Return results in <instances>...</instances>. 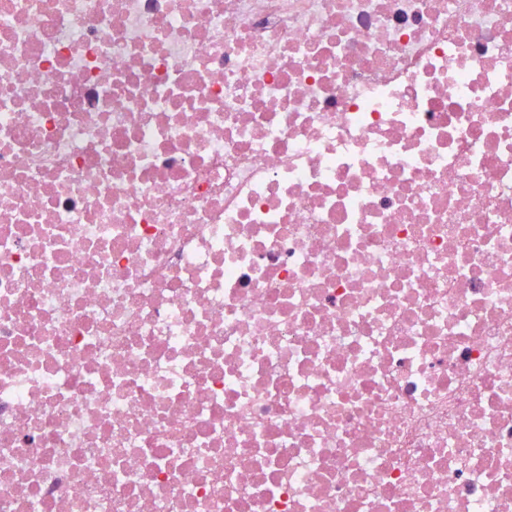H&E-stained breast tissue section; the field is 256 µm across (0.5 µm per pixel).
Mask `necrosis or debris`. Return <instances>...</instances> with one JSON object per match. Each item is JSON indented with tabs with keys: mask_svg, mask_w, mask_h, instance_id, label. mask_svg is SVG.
<instances>
[{
	"mask_svg": "<svg viewBox=\"0 0 512 512\" xmlns=\"http://www.w3.org/2000/svg\"><path fill=\"white\" fill-rule=\"evenodd\" d=\"M0 512H512V0H0Z\"/></svg>",
	"mask_w": 512,
	"mask_h": 512,
	"instance_id": "1",
	"label": "necrosis or debris"
}]
</instances>
